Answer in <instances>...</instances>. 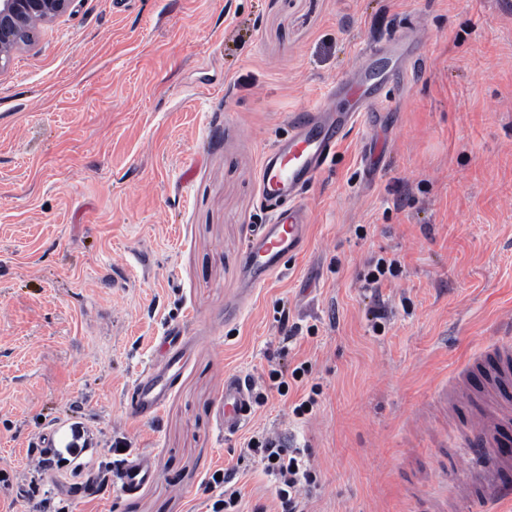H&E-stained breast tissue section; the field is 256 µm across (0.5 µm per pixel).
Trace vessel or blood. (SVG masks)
I'll use <instances>...</instances> for the list:
<instances>
[{"label": "vessel or blood", "mask_w": 512, "mask_h": 512, "mask_svg": "<svg viewBox=\"0 0 512 512\" xmlns=\"http://www.w3.org/2000/svg\"><path fill=\"white\" fill-rule=\"evenodd\" d=\"M355 118L352 112L331 116L319 107L308 109L291 118L286 139L264 151L259 168L261 196L277 202L279 208L267 223L255 226L242 252L241 268L249 288L265 285L285 270L289 258L304 251L309 220L303 194L334 155L342 134ZM181 343V331L168 329L161 362L146 369L129 392L128 410L135 417L157 416L183 365ZM462 377L473 390L496 397L512 394V346L493 348L467 365ZM251 403L247 384L238 375H225L216 409L225 435H235L246 426ZM487 448L495 457L491 467L476 462L477 455ZM464 468L479 485L477 495L469 501L477 512H497L500 502L512 497V405L480 418ZM152 478L149 454L134 451L114 467L111 486L125 496L139 491Z\"/></svg>", "instance_id": "vessel-or-blood-1"}]
</instances>
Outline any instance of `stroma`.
<instances>
[{
  "label": "stroma",
  "mask_w": 512,
  "mask_h": 512,
  "mask_svg": "<svg viewBox=\"0 0 512 512\" xmlns=\"http://www.w3.org/2000/svg\"><path fill=\"white\" fill-rule=\"evenodd\" d=\"M368 61L382 110L308 188L307 247L225 321L264 219L263 150ZM393 255L399 275L362 287ZM172 326L189 359L158 417L137 418L127 394ZM507 336L512 0H74L0 72V512H207L231 466L246 505L275 512L239 457L262 431L305 449L313 512H466L482 407L442 393ZM303 361L312 414L271 389L218 432L224 373ZM51 426L89 441L84 475L118 441L151 454L153 482L79 496L70 468L35 473ZM401 262L393 256L391 258L380 257L377 259H370L363 273L360 275L364 288H372L374 292H378L383 283L389 277H395L400 271Z\"/></svg>",
  "instance_id": "1"
}]
</instances>
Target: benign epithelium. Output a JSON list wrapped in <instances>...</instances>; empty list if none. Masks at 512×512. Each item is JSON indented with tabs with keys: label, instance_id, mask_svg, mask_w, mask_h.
Here are the masks:
<instances>
[{
	"label": "benign epithelium",
	"instance_id": "1",
	"mask_svg": "<svg viewBox=\"0 0 512 512\" xmlns=\"http://www.w3.org/2000/svg\"><path fill=\"white\" fill-rule=\"evenodd\" d=\"M71 0H0V71L34 44V32L68 12Z\"/></svg>",
	"mask_w": 512,
	"mask_h": 512
}]
</instances>
